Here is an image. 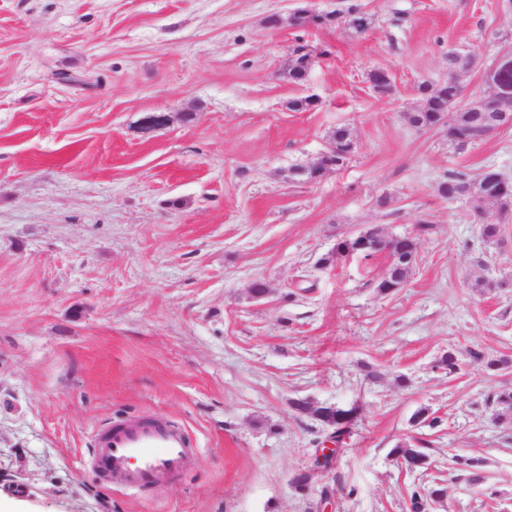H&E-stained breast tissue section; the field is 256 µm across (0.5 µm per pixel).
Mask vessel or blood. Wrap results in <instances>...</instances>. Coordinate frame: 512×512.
Listing matches in <instances>:
<instances>
[{
    "mask_svg": "<svg viewBox=\"0 0 512 512\" xmlns=\"http://www.w3.org/2000/svg\"><path fill=\"white\" fill-rule=\"evenodd\" d=\"M91 464L101 475H121L126 486L149 493L178 476L197 456L183 429L164 418L111 422L93 438Z\"/></svg>",
    "mask_w": 512,
    "mask_h": 512,
    "instance_id": "vessel-or-blood-1",
    "label": "vessel or blood"
}]
</instances>
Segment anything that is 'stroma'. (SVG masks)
<instances>
[{
	"label": "stroma",
	"mask_w": 512,
	"mask_h": 512,
	"mask_svg": "<svg viewBox=\"0 0 512 512\" xmlns=\"http://www.w3.org/2000/svg\"><path fill=\"white\" fill-rule=\"evenodd\" d=\"M307 6L333 22L289 26ZM300 44L322 58L295 82ZM508 48L501 0H0V512H410L438 486L429 512H512V429L486 402L512 365L485 368L512 361V211L490 244L437 192L453 170L512 180V126L459 150L406 119L449 51L474 57L472 93ZM339 127L348 163L297 181ZM372 227L417 241L389 294L386 253L335 252ZM297 399L355 411L331 471ZM152 416L198 455L143 498L87 458L101 425Z\"/></svg>",
	"instance_id": "35a3bbf8"
}]
</instances>
